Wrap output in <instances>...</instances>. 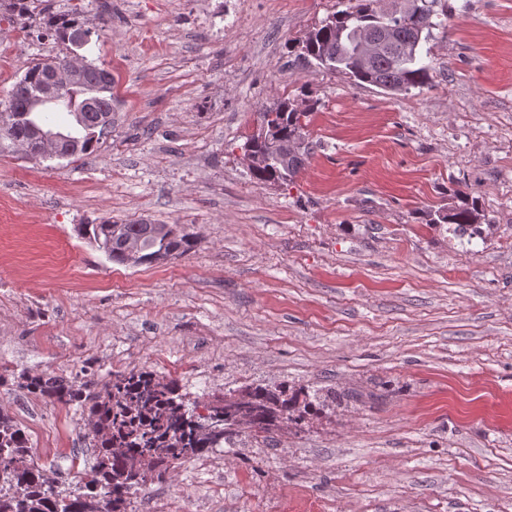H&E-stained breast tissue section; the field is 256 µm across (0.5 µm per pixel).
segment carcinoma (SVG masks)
Returning a JSON list of instances; mask_svg holds the SVG:
<instances>
[{
	"label": "carcinoma",
	"instance_id": "cac0c4a2",
	"mask_svg": "<svg viewBox=\"0 0 512 512\" xmlns=\"http://www.w3.org/2000/svg\"><path fill=\"white\" fill-rule=\"evenodd\" d=\"M39 0H0V13L19 21H35L44 32L64 47L59 56L32 62L0 101V116L10 126L0 132V141L15 146H34L35 132H62L61 150L67 157L87 156L112 129V72L79 54L98 24L85 11L33 8ZM382 0H356L312 32L299 59L313 61L349 79L390 93H408L434 86V68L427 63L422 44L435 21L437 0H399L391 9ZM77 62L81 71L67 85L51 83L50 67ZM62 112L67 122L54 125L48 114ZM312 108L280 99L258 112L263 133L247 138L244 148L257 157L251 175L259 181L288 183L301 171L310 147L288 155L276 153L277 144L306 133ZM461 204L448 212L439 211L429 224H455L482 236L476 208L469 194H460ZM114 262L132 266H153L165 257L185 256L196 244L195 237L177 224H154L140 220L119 223L103 218L84 230ZM74 393L65 388L44 390L42 397L53 402L86 399L95 412L81 415L87 429L112 441V447L97 453L91 474H101L111 486L110 494H88L90 483L62 490L57 482L25 458L20 430L13 419L0 412V471L15 466L9 492L0 488V512H128V492L149 482L161 481L176 464L213 452L231 443L242 430L266 432L306 418L313 403L304 391L286 393L287 385H250L224 391H202L195 396L166 376L144 375L138 369L109 372L101 381L86 380ZM208 398L216 404L208 419L195 416L198 402Z\"/></svg>",
	"mask_w": 512,
	"mask_h": 512
}]
</instances>
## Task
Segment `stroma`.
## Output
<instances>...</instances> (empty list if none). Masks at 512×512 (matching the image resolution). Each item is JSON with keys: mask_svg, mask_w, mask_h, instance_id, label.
<instances>
[{"mask_svg": "<svg viewBox=\"0 0 512 512\" xmlns=\"http://www.w3.org/2000/svg\"><path fill=\"white\" fill-rule=\"evenodd\" d=\"M84 51L115 78L81 160L0 151V368L82 378L157 358L191 391L305 389L315 415L242 435L156 489L191 512H512V0H438L429 89L392 94L298 62L345 0H109ZM60 45L0 19V100ZM314 107L294 182L250 177L262 105ZM468 192L471 239L429 213ZM109 217L196 237L157 265L80 232ZM0 412L67 428L19 388Z\"/></svg>", "mask_w": 512, "mask_h": 512, "instance_id": "stroma-1", "label": "stroma"}]
</instances>
